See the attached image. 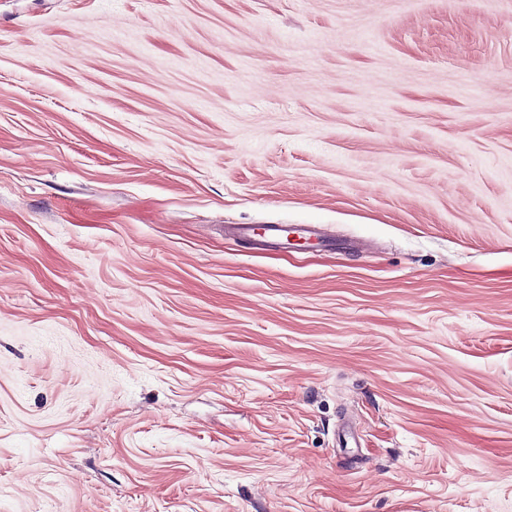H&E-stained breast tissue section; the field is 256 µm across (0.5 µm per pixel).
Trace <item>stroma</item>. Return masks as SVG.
I'll list each match as a JSON object with an SVG mask.
<instances>
[{
	"label": "stroma",
	"mask_w": 512,
	"mask_h": 512,
	"mask_svg": "<svg viewBox=\"0 0 512 512\" xmlns=\"http://www.w3.org/2000/svg\"><path fill=\"white\" fill-rule=\"evenodd\" d=\"M0 512H512V0H0ZM225 229L231 237H246L263 246L276 247L287 252L292 249V245L318 244L319 249H332L338 243L321 224H264L261 227L230 224Z\"/></svg>",
	"instance_id": "1"
}]
</instances>
